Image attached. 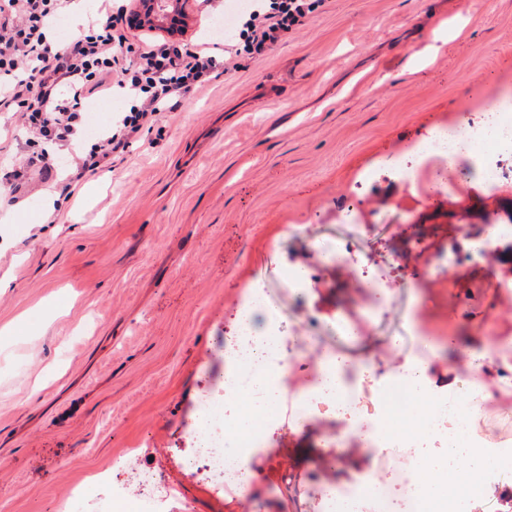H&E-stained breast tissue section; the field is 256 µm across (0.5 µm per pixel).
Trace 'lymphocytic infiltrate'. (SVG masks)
Segmentation results:
<instances>
[{
  "instance_id": "f902f5d3",
  "label": "lymphocytic infiltrate",
  "mask_w": 512,
  "mask_h": 512,
  "mask_svg": "<svg viewBox=\"0 0 512 512\" xmlns=\"http://www.w3.org/2000/svg\"><path fill=\"white\" fill-rule=\"evenodd\" d=\"M64 2L0 0V107L19 112L31 138L63 147L79 140L88 100L115 89L128 98V111L90 150L74 149L72 171L61 185L67 198L72 182L110 168L113 157L125 154L161 113L177 110L188 94L208 83L218 61L206 48L174 42L134 47L127 31L140 23L135 13L102 14L80 34L58 39L50 25ZM263 2L245 21L231 54L266 56L325 0ZM52 170L48 155L28 158L12 172L0 201L14 204L22 186L48 182Z\"/></svg>"
}]
</instances>
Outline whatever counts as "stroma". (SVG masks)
<instances>
[{
	"instance_id": "35a3bbf8",
	"label": "stroma",
	"mask_w": 512,
	"mask_h": 512,
	"mask_svg": "<svg viewBox=\"0 0 512 512\" xmlns=\"http://www.w3.org/2000/svg\"><path fill=\"white\" fill-rule=\"evenodd\" d=\"M237 3L187 0L178 31L134 38L223 47L233 34L210 29L229 12L243 23ZM501 95L512 96V0H326L267 56L237 58L164 113L89 177L92 193L61 202L48 182L0 208V512H59L116 457L173 487L168 512H319L324 485L389 479L352 442L324 468L325 416L270 435L251 462L263 493L247 506L187 471L182 453L198 396L224 378L219 347L239 303L261 288L298 328L281 273L322 268V239H350L387 298L373 308L363 281L322 269L311 304L358 333L320 345L349 365L372 350L397 365L428 340L444 391L466 367H449L442 336L473 351L512 345V239L492 268L425 274L460 234L512 224V179L431 192L434 163L417 153ZM40 150L0 109V182ZM392 158L419 183H399ZM351 207L358 223L343 217Z\"/></svg>"
}]
</instances>
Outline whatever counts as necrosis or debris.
I'll use <instances>...</instances> for the list:
<instances>
[{
    "mask_svg": "<svg viewBox=\"0 0 512 512\" xmlns=\"http://www.w3.org/2000/svg\"><path fill=\"white\" fill-rule=\"evenodd\" d=\"M421 151L435 162L431 180L437 185L459 178L461 172L449 169L447 163L467 152L472 158L466 171L496 181L499 172L489 165L488 158L493 153L512 154V107L485 113L476 126L460 121L442 127L422 144ZM283 328L279 310L263 291H254L240 307L236 333L224 348L228 371L221 394L225 404L236 407L237 412L215 417L208 396L196 407L194 445L185 453L183 463L216 491L232 495L253 483L254 472L245 461L280 420L301 430L315 413L325 411L362 436L376 439L382 448H421L428 442L441 447L460 429L469 428L471 415L492 409L502 399L504 388L512 386L509 359L498 367L501 388H486L482 374H474L468 382L471 399L465 407L441 404L427 424L416 422L407 429L403 422L415 402V390L403 379L380 382L376 396H363L350 369H337L334 357L323 356L303 385H289L287 361L282 356ZM250 407L255 410L251 425L240 430L238 424ZM503 445L487 468L465 478L459 490L437 504L422 494L418 474H411L404 483L406 512H470L487 481L512 474V441L504 440ZM112 471L116 475L113 505L124 501L125 487L131 482L139 487L142 501L151 505L152 512H166L172 493L160 487L153 472L129 469L119 458L113 461Z\"/></svg>",
    "mask_w": 512,
    "mask_h": 512,
    "instance_id": "1",
    "label": "necrosis or debris"
}]
</instances>
